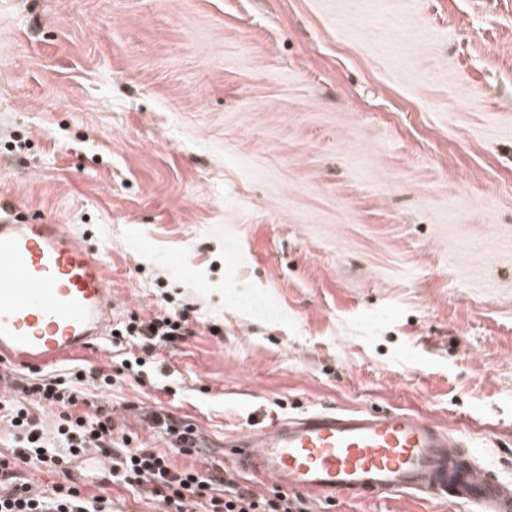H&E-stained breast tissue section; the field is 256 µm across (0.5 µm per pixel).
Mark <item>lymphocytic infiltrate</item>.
Listing matches in <instances>:
<instances>
[{
    "instance_id": "1",
    "label": "lymphocytic infiltrate",
    "mask_w": 512,
    "mask_h": 512,
    "mask_svg": "<svg viewBox=\"0 0 512 512\" xmlns=\"http://www.w3.org/2000/svg\"><path fill=\"white\" fill-rule=\"evenodd\" d=\"M185 310L172 307L150 318L129 315L111 331L112 339L132 342L140 354L123 360L125 370L142 366L144 357L160 346L173 344L188 332ZM83 371L51 369L16 381L18 399L0 401V422L12 429L15 457H0V512H112L106 494L82 491L77 480L65 476L47 492L35 491L20 461L50 471L87 452L107 458L102 485H116L144 494L164 512H308L305 499L279 489L259 494L242 485L236 472L220 467L201 472L181 468L169 455L152 448L130 450L112 436L115 422L108 407L90 405L83 387ZM56 410L54 436H47L31 405Z\"/></svg>"
}]
</instances>
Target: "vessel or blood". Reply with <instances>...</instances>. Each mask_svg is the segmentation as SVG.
Masks as SVG:
<instances>
[{"mask_svg":"<svg viewBox=\"0 0 512 512\" xmlns=\"http://www.w3.org/2000/svg\"><path fill=\"white\" fill-rule=\"evenodd\" d=\"M114 301L103 261L66 225L20 217L0 199V355L40 367L93 346L108 334ZM224 454L283 491L356 500L409 492L512 512V482L407 411L314 409L236 435Z\"/></svg>","mask_w":512,"mask_h":512,"instance_id":"obj_1","label":"vessel or blood"}]
</instances>
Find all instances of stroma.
<instances>
[{"instance_id": "1", "label": "stroma", "mask_w": 512, "mask_h": 512, "mask_svg": "<svg viewBox=\"0 0 512 512\" xmlns=\"http://www.w3.org/2000/svg\"><path fill=\"white\" fill-rule=\"evenodd\" d=\"M0 195L67 225L113 320L188 309L166 374L109 343L117 437L409 411L512 480V0H0ZM310 512H473L393 494Z\"/></svg>"}]
</instances>
